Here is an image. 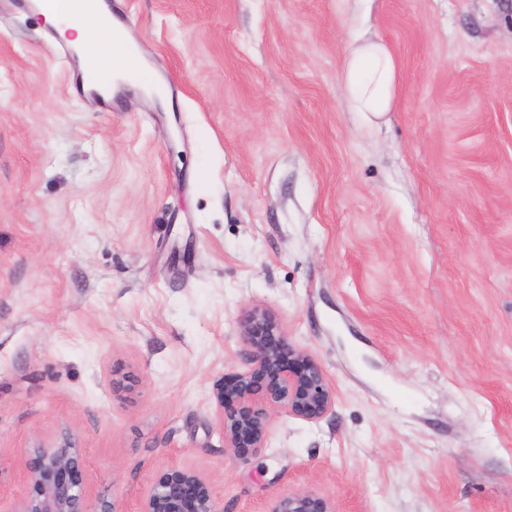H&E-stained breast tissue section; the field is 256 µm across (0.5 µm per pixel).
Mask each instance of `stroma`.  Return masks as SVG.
Instances as JSON below:
<instances>
[{
    "mask_svg": "<svg viewBox=\"0 0 512 512\" xmlns=\"http://www.w3.org/2000/svg\"><path fill=\"white\" fill-rule=\"evenodd\" d=\"M0 0V512L65 433L90 503L176 466L224 512H512V0H111L145 61L117 102ZM384 42L390 112L344 50ZM273 309L332 412L225 449L214 389ZM397 84V65L381 41L355 38L347 47L344 86L352 111L372 122L389 112ZM265 512H336L328 499L313 490L282 492L270 499Z\"/></svg>",
    "mask_w": 512,
    "mask_h": 512,
    "instance_id": "1",
    "label": "stroma"
}]
</instances>
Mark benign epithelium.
<instances>
[{"label": "benign epithelium", "mask_w": 512, "mask_h": 512, "mask_svg": "<svg viewBox=\"0 0 512 512\" xmlns=\"http://www.w3.org/2000/svg\"><path fill=\"white\" fill-rule=\"evenodd\" d=\"M247 369L222 380L214 392L216 418L224 447L239 448L247 436L260 448L272 415L284 412L317 421L335 406L332 383L321 364L293 345L277 315L262 306L248 309L238 324ZM27 478L35 495L19 512H119L115 503L91 505L82 491L83 452L72 435L62 436L51 450H27ZM138 512H224L206 478L190 469L170 467L160 473L142 497ZM266 512H336L313 490L282 492L270 499Z\"/></svg>", "instance_id": "benign-epithelium-1"}]
</instances>
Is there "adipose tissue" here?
<instances>
[{
  "instance_id": "ef3b65f1",
  "label": "adipose tissue",
  "mask_w": 512,
  "mask_h": 512,
  "mask_svg": "<svg viewBox=\"0 0 512 512\" xmlns=\"http://www.w3.org/2000/svg\"><path fill=\"white\" fill-rule=\"evenodd\" d=\"M46 23L67 39L77 53L87 54L97 69L111 80L127 77L132 67L122 36L124 26L115 18L98 21L83 14V0H40ZM102 86L104 96L112 87ZM397 84V65L388 47L380 41L352 40L345 57L344 86L352 111L366 120L389 112Z\"/></svg>"
}]
</instances>
